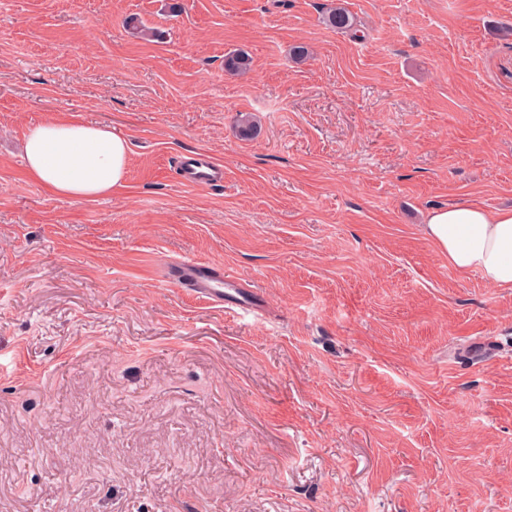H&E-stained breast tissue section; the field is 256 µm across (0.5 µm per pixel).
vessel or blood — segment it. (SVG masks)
Returning a JSON list of instances; mask_svg holds the SVG:
<instances>
[{
	"mask_svg": "<svg viewBox=\"0 0 512 512\" xmlns=\"http://www.w3.org/2000/svg\"><path fill=\"white\" fill-rule=\"evenodd\" d=\"M179 175L188 186H220L224 166L210 155L194 152L180 158ZM163 281L213 306L256 313L261 305L238 280L226 277L222 266L198 261H176L164 265Z\"/></svg>",
	"mask_w": 512,
	"mask_h": 512,
	"instance_id": "1",
	"label": "vessel or blood"
}]
</instances>
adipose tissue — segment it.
Here are the masks:
<instances>
[{
    "mask_svg": "<svg viewBox=\"0 0 512 512\" xmlns=\"http://www.w3.org/2000/svg\"><path fill=\"white\" fill-rule=\"evenodd\" d=\"M26 173L49 192L88 199L126 188L131 149L109 126L57 118L32 126L24 142ZM425 237L459 274L512 289V209L466 200L432 210Z\"/></svg>",
    "mask_w": 512,
    "mask_h": 512,
    "instance_id": "1",
    "label": "adipose tissue"
}]
</instances>
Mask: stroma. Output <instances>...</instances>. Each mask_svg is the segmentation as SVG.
I'll list each match as a JSON object with an SVG mask.
<instances>
[{"label": "stroma", "mask_w": 512, "mask_h": 512, "mask_svg": "<svg viewBox=\"0 0 512 512\" xmlns=\"http://www.w3.org/2000/svg\"><path fill=\"white\" fill-rule=\"evenodd\" d=\"M170 2L0 0V512H512V289L421 232L512 207V0ZM60 116L127 136L126 189L28 179ZM178 169L183 183L188 186H220L224 183V165L206 153L182 156ZM162 279L166 284L222 309L233 311L237 308L258 315L262 307L252 298L249 289L242 287L239 280L224 276V268L214 263L169 262L163 266Z\"/></svg>", "instance_id": "stroma-1"}]
</instances>
